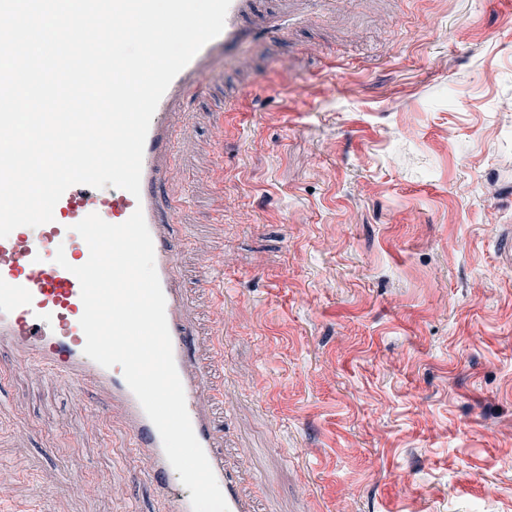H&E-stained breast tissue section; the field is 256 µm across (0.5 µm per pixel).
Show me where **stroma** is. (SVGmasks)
Listing matches in <instances>:
<instances>
[{
    "mask_svg": "<svg viewBox=\"0 0 512 512\" xmlns=\"http://www.w3.org/2000/svg\"><path fill=\"white\" fill-rule=\"evenodd\" d=\"M188 104L181 285L259 512H512V0H262ZM106 394L0 359V512H161Z\"/></svg>",
    "mask_w": 512,
    "mask_h": 512,
    "instance_id": "obj_1",
    "label": "stroma"
}]
</instances>
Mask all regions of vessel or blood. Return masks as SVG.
Instances as JSON below:
<instances>
[{"mask_svg":"<svg viewBox=\"0 0 512 512\" xmlns=\"http://www.w3.org/2000/svg\"><path fill=\"white\" fill-rule=\"evenodd\" d=\"M257 3L231 0L222 33L207 43L167 88L146 137L140 196L115 187L102 190L74 185L57 202L52 222L16 230L0 239V351L8 353L13 363L41 366L66 384L89 383L106 393L111 407L122 414L135 456L144 459L157 478L156 494L165 512L192 509L188 493H174L169 488L173 469L157 428L128 387L121 367L103 368L83 353L85 335L80 318L84 307L80 282L72 269L88 260L89 248L73 227L92 213L120 224L135 210H142L154 243L174 359L195 435L229 512H255L252 500L240 491L237 468L226 461L221 449L222 441L206 404L211 395L208 376L190 356L193 322L172 242L180 205L163 203L160 189L176 157V124L186 116L188 98L199 89L204 72L248 36L246 21L256 14ZM63 242L72 248L65 268L54 261L56 247Z\"/></svg>","mask_w":512,"mask_h":512,"instance_id":"b4317fda","label":"vessel or blood"}]
</instances>
